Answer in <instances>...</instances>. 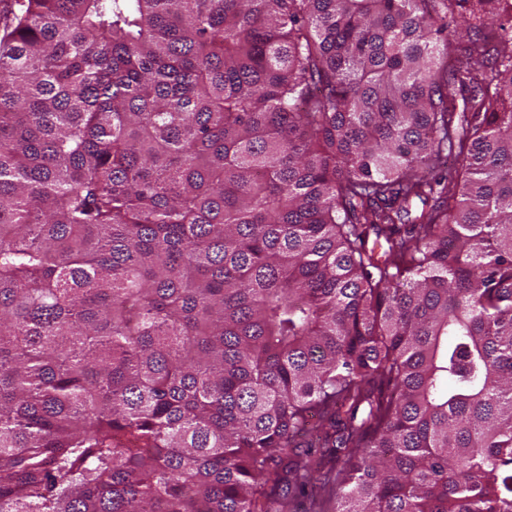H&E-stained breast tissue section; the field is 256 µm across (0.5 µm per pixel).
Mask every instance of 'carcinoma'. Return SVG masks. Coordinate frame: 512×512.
<instances>
[{"label": "carcinoma", "instance_id": "carcinoma-1", "mask_svg": "<svg viewBox=\"0 0 512 512\" xmlns=\"http://www.w3.org/2000/svg\"><path fill=\"white\" fill-rule=\"evenodd\" d=\"M501 2L0 0V512H512Z\"/></svg>", "mask_w": 512, "mask_h": 512}]
</instances>
